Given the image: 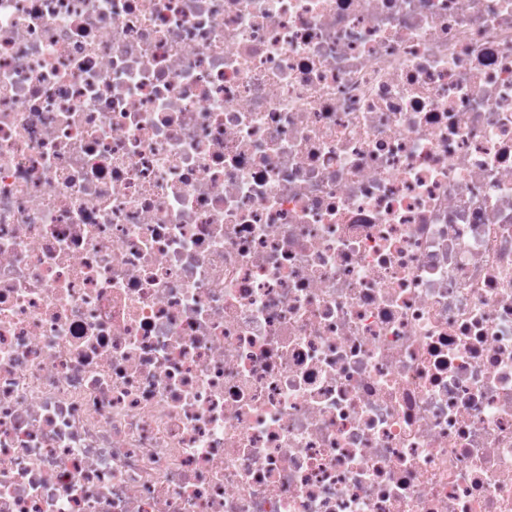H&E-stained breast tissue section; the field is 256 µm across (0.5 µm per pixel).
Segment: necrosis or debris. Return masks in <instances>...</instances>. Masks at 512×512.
<instances>
[{
    "label": "necrosis or debris",
    "mask_w": 512,
    "mask_h": 512,
    "mask_svg": "<svg viewBox=\"0 0 512 512\" xmlns=\"http://www.w3.org/2000/svg\"><path fill=\"white\" fill-rule=\"evenodd\" d=\"M0 512H512V0H0Z\"/></svg>",
    "instance_id": "obj_1"
}]
</instances>
